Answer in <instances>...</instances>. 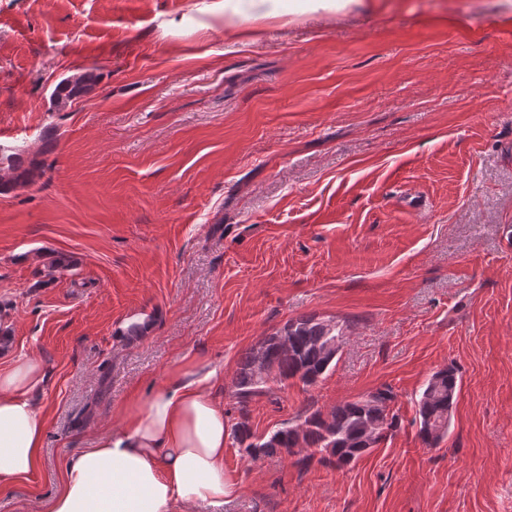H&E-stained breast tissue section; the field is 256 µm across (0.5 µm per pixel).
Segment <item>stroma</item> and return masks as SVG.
Listing matches in <instances>:
<instances>
[{
  "label": "stroma",
  "mask_w": 512,
  "mask_h": 512,
  "mask_svg": "<svg viewBox=\"0 0 512 512\" xmlns=\"http://www.w3.org/2000/svg\"><path fill=\"white\" fill-rule=\"evenodd\" d=\"M246 21L248 0H0V366L40 360L46 512L69 462L184 356L223 368L261 436L387 384L398 427L338 469L224 468L232 512H512V0H366ZM98 74L64 111L63 79ZM347 323L316 385L240 414V356L288 320ZM139 323L141 336L119 335ZM454 366L448 434L418 437ZM4 161L7 162V176L6 175L0 177V189L5 190L9 186L19 185V184H30L34 181L35 177L41 178L46 172V164L44 160H37L33 158L29 161L28 167L24 168L22 171L18 172V167L15 164V160L12 154L5 155L3 150L1 149L0 154V164H4ZM458 386V376L452 367L434 372L425 383L417 406L418 435L427 447H437L447 436Z\"/></svg>",
  "instance_id": "1"
}]
</instances>
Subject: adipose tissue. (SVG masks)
Returning <instances> with one entry per match:
<instances>
[{
    "mask_svg": "<svg viewBox=\"0 0 512 512\" xmlns=\"http://www.w3.org/2000/svg\"><path fill=\"white\" fill-rule=\"evenodd\" d=\"M42 380L32 356L0 369V487L39 467L45 426L31 394ZM219 381L217 370L189 361L147 400L130 396L120 426L69 463L47 512H187L230 503L237 486L224 470Z\"/></svg>",
    "mask_w": 512,
    "mask_h": 512,
    "instance_id": "adipose-tissue-1",
    "label": "adipose tissue"
}]
</instances>
